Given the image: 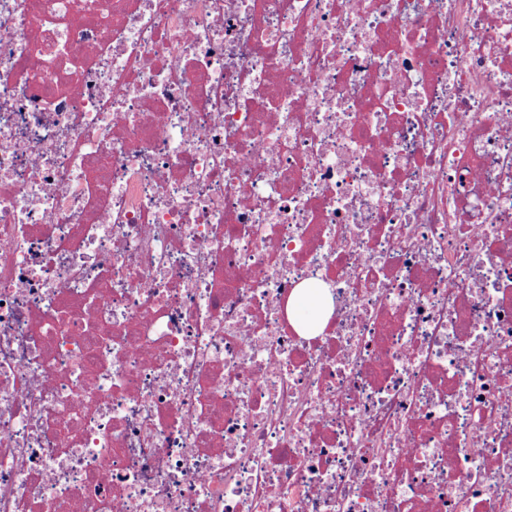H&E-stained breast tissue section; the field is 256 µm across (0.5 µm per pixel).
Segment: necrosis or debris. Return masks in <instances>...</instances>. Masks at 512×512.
<instances>
[{"instance_id": "4bbe7bcc", "label": "necrosis or debris", "mask_w": 512, "mask_h": 512, "mask_svg": "<svg viewBox=\"0 0 512 512\" xmlns=\"http://www.w3.org/2000/svg\"><path fill=\"white\" fill-rule=\"evenodd\" d=\"M0 512H512V0H0Z\"/></svg>"}]
</instances>
